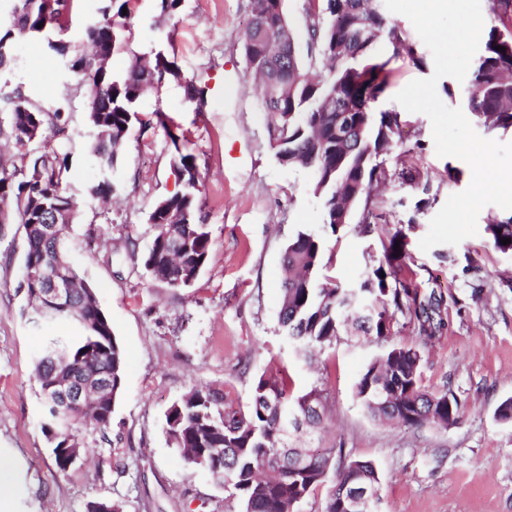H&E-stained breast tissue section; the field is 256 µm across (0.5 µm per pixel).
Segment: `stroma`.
<instances>
[{
  "instance_id": "35a3bbf8",
  "label": "stroma",
  "mask_w": 512,
  "mask_h": 512,
  "mask_svg": "<svg viewBox=\"0 0 512 512\" xmlns=\"http://www.w3.org/2000/svg\"><path fill=\"white\" fill-rule=\"evenodd\" d=\"M250 20V0H184L173 16L162 13L160 0H131L113 75L162 50L181 77L138 100L125 152L107 173L90 150L96 131L75 92L82 77L47 38L19 40L14 63L0 69V92L20 85L69 114L66 191L78 217L66 233L67 252L124 352L123 389L107 433L86 434L80 458L58 473L41 429L45 409L33 367L46 337L64 327L29 309L21 286L25 233L8 225L0 233V448L21 462L13 512H86L98 499L119 503L123 512H239L237 501L173 447L165 414L195 385L247 404L263 374L288 375L295 394L322 390L331 417L295 444L340 446L349 457L371 461L380 512H512V425L496 417L512 397V254L494 249L485 231L512 212L485 206L477 235L422 251L431 219L469 186L472 173L459 159L437 156L425 114L402 112L403 147L387 156L386 168L392 176L415 168L417 183L401 190L392 179L373 194V232L361 233L354 222L325 235L323 272L359 285L393 234L403 232L404 274L420 298L442 297L445 325L426 346L406 321L395 323L392 334L422 345L423 385L449 387L464 413L447 429L373 419L355 385L380 344L345 335L311 364L279 326L282 253L298 232L322 233L324 209L312 172L282 165L271 146L241 50ZM189 83L206 88L202 107L188 103ZM159 110L166 124L158 123ZM174 134L196 158L200 217L210 232L207 263L188 288L155 281L141 265L152 242L151 211L181 188L172 166ZM105 179L113 187L106 200L92 192Z\"/></svg>"
}]
</instances>
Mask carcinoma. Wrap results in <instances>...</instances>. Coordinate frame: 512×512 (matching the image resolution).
I'll list each match as a JSON object with an SVG mask.
<instances>
[{
    "instance_id": "cac0c4a2",
    "label": "carcinoma",
    "mask_w": 512,
    "mask_h": 512,
    "mask_svg": "<svg viewBox=\"0 0 512 512\" xmlns=\"http://www.w3.org/2000/svg\"><path fill=\"white\" fill-rule=\"evenodd\" d=\"M74 0H62V11L45 14L36 0H14L10 25L0 30V67L12 57L19 38L53 30H68ZM109 0L102 26L85 34L93 52L76 45L54 46L68 68L83 75L88 88L85 105L97 131L90 149L103 171L115 168L125 149L128 127L137 118L134 105L148 88L180 77L175 62L161 51L150 61L136 63L120 78L102 68L112 57L119 37L122 8ZM500 24L485 34L482 53L469 80L467 107L487 130L512 128V0H489ZM255 22L242 36L247 68L260 78L259 91L268 128L277 143L278 160L314 173L313 193L324 208V230L336 233L351 223L356 204L370 196L375 183L388 173L385 156L401 142V116L395 110H376L387 87V63L375 54L385 42L392 58H407L417 68L425 60L407 30L388 19L382 0H307V58L323 62L326 71L313 80L305 72L296 47L288 71L276 73L275 54L283 29L297 39L287 21L283 0H250ZM504 50H498V47ZM9 120L0 124V137L14 152L0 156V202L10 200L6 224H21L26 235L24 265L49 269L72 285V299L47 303L40 282L25 285L26 296L43 318L63 321L66 336L49 338L34 362V377L44 401L55 404L50 386L73 379L94 392L95 413H68L51 417L42 430L51 444L57 471L65 451L81 452V432L105 433L123 383V351L110 320L98 305L90 285L77 267L63 256L64 230L74 217L76 203L63 189L69 167L63 144L44 141L46 132L65 137L67 118L59 108L34 101L17 86L7 97ZM173 167L182 189L154 206L149 223L151 247L141 264L155 280L173 288L191 286L205 266L210 232L198 217L201 182L194 155L176 149ZM494 249L512 253V217L486 225ZM324 242L319 235L298 232L286 247L282 262L280 325L285 336L307 358L336 343L344 333L363 336L383 346L364 369L355 386L358 400L369 414L398 426L458 424L462 405L448 387L430 390L421 384V352L393 341V321L401 315L419 324L423 343L444 326L442 299L430 294L418 300V291L400 280L401 257L390 244L385 260L373 268L357 288L330 279H317ZM325 406L321 390L295 396L287 377L260 376L244 407L223 396L193 387L165 415L171 443L188 464L206 470L238 501L240 512H298L299 504L322 485H329L324 512H354L352 493L367 488L371 499L359 512H377L379 478L369 461L347 459L334 448H309L305 454L291 447L289 427L319 426Z\"/></svg>"
}]
</instances>
